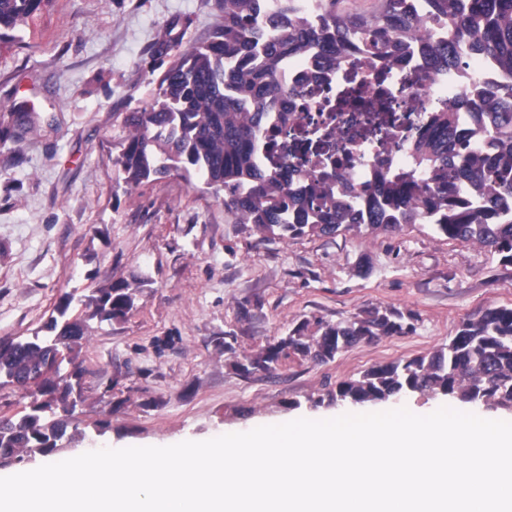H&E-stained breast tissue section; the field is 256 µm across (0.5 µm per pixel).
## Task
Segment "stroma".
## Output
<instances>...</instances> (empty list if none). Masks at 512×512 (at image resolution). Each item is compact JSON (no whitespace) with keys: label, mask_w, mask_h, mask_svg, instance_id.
<instances>
[{"label":"stroma","mask_w":512,"mask_h":512,"mask_svg":"<svg viewBox=\"0 0 512 512\" xmlns=\"http://www.w3.org/2000/svg\"><path fill=\"white\" fill-rule=\"evenodd\" d=\"M214 0H51L0 48V113L39 121L0 144V340L43 330L60 297L138 283L120 322L83 307L90 337L73 382L68 452L204 439L250 423L342 411L339 383L447 345L461 323L512 306V264L420 224L283 239L238 223L224 193L177 174L129 185L123 117L148 108L189 45L221 23ZM394 309L412 330L317 363L242 374L299 323ZM236 338L226 353L225 334Z\"/></svg>","instance_id":"1"}]
</instances>
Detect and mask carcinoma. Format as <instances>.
<instances>
[{
  "instance_id": "1",
  "label": "carcinoma",
  "mask_w": 512,
  "mask_h": 512,
  "mask_svg": "<svg viewBox=\"0 0 512 512\" xmlns=\"http://www.w3.org/2000/svg\"><path fill=\"white\" fill-rule=\"evenodd\" d=\"M47 0H0V46L19 40ZM222 22L212 39L180 54L160 79L149 109L128 112V134L115 165L127 184L181 171L224 189V207L243 224L282 237L334 235L366 226L392 232L425 224L449 240L472 242L512 264V84L479 90L452 106L444 103L407 151L410 171L380 172L358 190L347 184L333 195L316 179H288L287 162L274 153L275 101L298 91L280 74L288 60L316 48L324 64L352 52L385 59L395 51L392 30L420 43L428 71H454L464 57H489L512 75V0H428L427 17L408 0H379L371 14L350 13L336 0H319L317 15L295 0H215ZM448 24V40L430 39V27ZM491 117L496 135L468 142L460 112ZM19 136L32 131L34 112H11ZM285 122V118L278 119ZM333 136L314 134L315 157L336 166ZM126 282L85 298L65 294L45 334L0 341V379L31 398L30 411L0 418V468L63 449L75 353L88 338L85 321L69 314L73 302L102 321L120 322L134 306ZM402 313L370 312L343 325L308 323L234 362L237 371L270 372L293 355L316 362L361 341L406 333ZM428 394L467 404L512 410V307L488 308L464 321L448 345L403 363L380 364L360 379L340 383L334 398L353 404L389 402Z\"/></svg>"
}]
</instances>
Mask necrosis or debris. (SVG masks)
<instances>
[{
  "label": "necrosis or debris",
  "mask_w": 512,
  "mask_h": 512,
  "mask_svg": "<svg viewBox=\"0 0 512 512\" xmlns=\"http://www.w3.org/2000/svg\"><path fill=\"white\" fill-rule=\"evenodd\" d=\"M412 77L417 80L415 87L400 98L402 122L378 136L368 133L364 103L382 100L387 89ZM478 79L496 82L500 74L490 61L474 59L465 70L435 75L406 45L384 63L360 56L333 69L320 64L311 52L289 63L283 75L284 84L298 89V96L278 99L274 109L287 113L292 143L302 141L314 125L326 124L347 155L350 182L360 186L372 183L376 170L404 168L405 144L415 138L418 126L429 121L442 101L469 96Z\"/></svg>",
  "instance_id": "1"
}]
</instances>
